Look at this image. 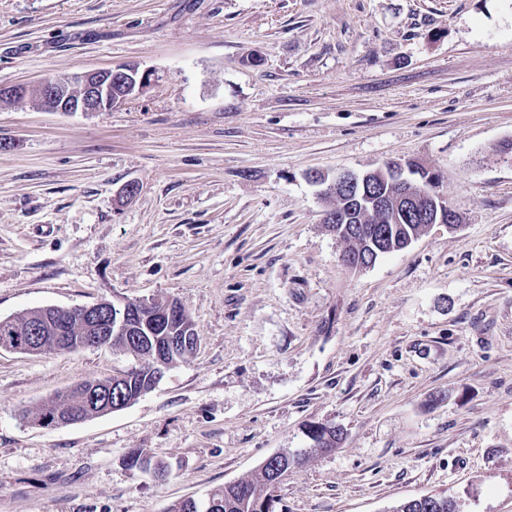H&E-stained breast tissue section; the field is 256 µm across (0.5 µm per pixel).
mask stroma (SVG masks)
<instances>
[{
  "instance_id": "stroma-1",
  "label": "stroma",
  "mask_w": 512,
  "mask_h": 512,
  "mask_svg": "<svg viewBox=\"0 0 512 512\" xmlns=\"http://www.w3.org/2000/svg\"><path fill=\"white\" fill-rule=\"evenodd\" d=\"M117 65L110 110L0 100V318L175 300L200 346L64 427L29 415L132 358L0 350V512H168L318 422L275 512H512V0H0V85ZM390 159L459 226L348 270L309 175ZM395 512H461L452 496H427L402 503Z\"/></svg>"
}]
</instances>
